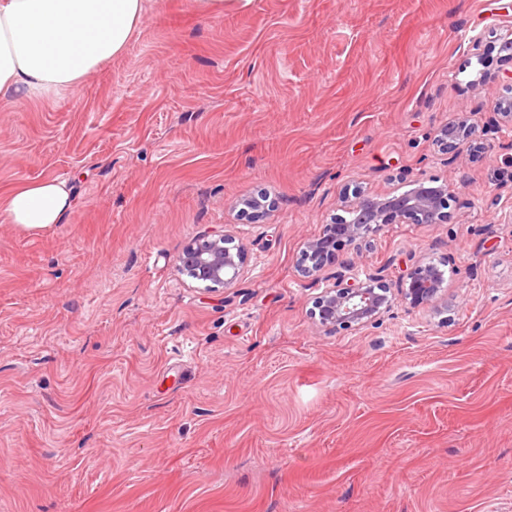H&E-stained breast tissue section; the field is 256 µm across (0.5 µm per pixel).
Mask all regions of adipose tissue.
I'll list each match as a JSON object with an SVG mask.
<instances>
[{
	"label": "adipose tissue",
	"mask_w": 512,
	"mask_h": 512,
	"mask_svg": "<svg viewBox=\"0 0 512 512\" xmlns=\"http://www.w3.org/2000/svg\"><path fill=\"white\" fill-rule=\"evenodd\" d=\"M148 0H0V104L58 97L126 48ZM67 180L29 182L0 198V214L28 230L61 223Z\"/></svg>",
	"instance_id": "1"
}]
</instances>
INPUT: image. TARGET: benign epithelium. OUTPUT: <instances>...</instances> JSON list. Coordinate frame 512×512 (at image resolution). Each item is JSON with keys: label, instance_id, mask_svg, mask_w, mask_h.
Returning <instances> with one entry per match:
<instances>
[{"label": "benign epithelium", "instance_id": "1", "mask_svg": "<svg viewBox=\"0 0 512 512\" xmlns=\"http://www.w3.org/2000/svg\"><path fill=\"white\" fill-rule=\"evenodd\" d=\"M493 111L512 130V97L495 103ZM440 148L447 154L472 153L478 147L476 127L467 113L439 130ZM453 191L436 180H419L415 187L398 193L374 195L356 187L341 201V213L325 225L323 233L303 243L298 268L305 277L315 276L338 260L347 247L361 252L362 244L386 224H446ZM242 210L260 218L273 207L261 194L240 201ZM245 249L233 244L227 234L202 235L184 246L176 258L177 270L208 289L230 288L244 273ZM445 271L437 264L425 262L411 269L397 285V292L381 276L357 273L336 274L332 285L316 297L310 311L314 326L325 331L352 327L363 328L389 310L396 299L411 307L429 306L438 313L448 311L445 301Z\"/></svg>", "mask_w": 512, "mask_h": 512}]
</instances>
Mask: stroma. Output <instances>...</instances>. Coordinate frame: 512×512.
I'll list each match as a JSON object with an SVG mask.
<instances>
[{"label": "stroma", "instance_id": "35a3bbf8", "mask_svg": "<svg viewBox=\"0 0 512 512\" xmlns=\"http://www.w3.org/2000/svg\"><path fill=\"white\" fill-rule=\"evenodd\" d=\"M512 0H151L126 52L0 108V193L67 179L63 223L0 215V512H512ZM468 112L481 152L448 158ZM448 184L444 224L341 260L446 262L448 313L309 319L304 241L346 187ZM275 206L255 222L240 202ZM231 234L243 277L176 268ZM227 234L202 235L184 246L176 258L177 270L205 288H229L237 283L246 265L245 249L232 245Z\"/></svg>", "mask_w": 512, "mask_h": 512}]
</instances>
